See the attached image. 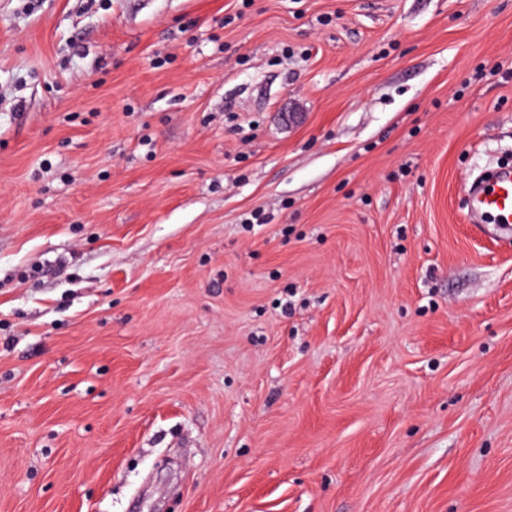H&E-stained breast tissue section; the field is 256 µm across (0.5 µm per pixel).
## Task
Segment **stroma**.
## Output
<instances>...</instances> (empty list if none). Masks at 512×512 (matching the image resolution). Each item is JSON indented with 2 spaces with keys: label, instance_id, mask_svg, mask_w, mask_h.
<instances>
[{
  "label": "stroma",
  "instance_id": "stroma-1",
  "mask_svg": "<svg viewBox=\"0 0 512 512\" xmlns=\"http://www.w3.org/2000/svg\"><path fill=\"white\" fill-rule=\"evenodd\" d=\"M512 0H0V512H512ZM470 211L473 215L491 216L495 224H512V168H500L478 190L470 193Z\"/></svg>",
  "mask_w": 512,
  "mask_h": 512
}]
</instances>
